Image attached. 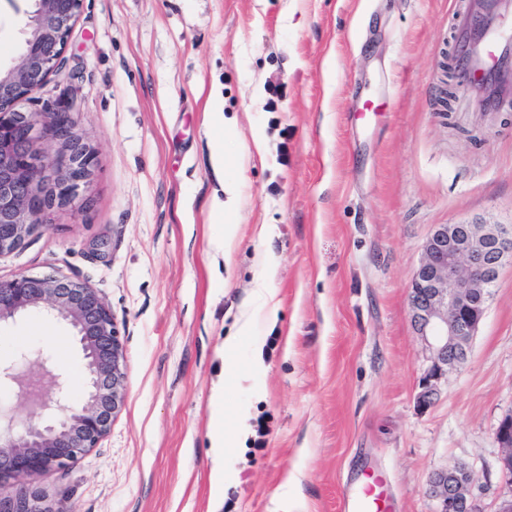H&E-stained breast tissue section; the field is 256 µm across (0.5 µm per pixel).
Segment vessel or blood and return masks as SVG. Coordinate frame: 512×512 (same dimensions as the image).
I'll list each match as a JSON object with an SVG mask.
<instances>
[{
  "label": "vessel or blood",
  "instance_id": "b4317fda",
  "mask_svg": "<svg viewBox=\"0 0 512 512\" xmlns=\"http://www.w3.org/2000/svg\"><path fill=\"white\" fill-rule=\"evenodd\" d=\"M479 16L489 21L485 34L489 50L482 56H460L458 67L462 75L472 80L484 108L494 111L500 105V83L512 79V0H474L471 7L459 11L454 31L457 47H464L473 39ZM379 485V479L372 478L349 492L346 512H384L386 500Z\"/></svg>",
  "mask_w": 512,
  "mask_h": 512
}]
</instances>
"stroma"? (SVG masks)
<instances>
[{
    "mask_svg": "<svg viewBox=\"0 0 512 512\" xmlns=\"http://www.w3.org/2000/svg\"><path fill=\"white\" fill-rule=\"evenodd\" d=\"M26 0H0V60L21 46ZM461 0H84L60 73L19 108L73 102L94 149L76 206L0 256V279L63 276L110 307L125 403L91 453L37 485L54 512H343L361 469L385 473L393 512H432L429 476L464 464L482 512L512 493L495 441L512 411V263L461 370L434 405L416 398L425 345L408 289L437 224L512 225V127L447 80ZM224 123L203 119L211 93ZM371 99L378 112L358 118ZM262 135L265 153L252 151ZM224 143V168L211 153ZM238 186L233 250L216 254L209 207ZM269 238H261V226ZM275 309L256 294L259 277ZM252 345L224 339L244 312ZM60 338L73 401L80 348ZM231 402L264 419L234 454L214 510L209 396L226 365Z\"/></svg>",
    "mask_w": 512,
    "mask_h": 512,
    "instance_id": "1",
    "label": "stroma"
}]
</instances>
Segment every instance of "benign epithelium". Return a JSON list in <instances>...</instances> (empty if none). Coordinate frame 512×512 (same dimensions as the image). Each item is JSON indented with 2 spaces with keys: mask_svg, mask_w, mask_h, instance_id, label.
<instances>
[{
  "mask_svg": "<svg viewBox=\"0 0 512 512\" xmlns=\"http://www.w3.org/2000/svg\"><path fill=\"white\" fill-rule=\"evenodd\" d=\"M29 2L21 51L11 65L0 66V256L43 228L47 212L75 203L91 176L93 150L69 105L48 103L40 112L16 108L61 68L84 0ZM507 261L512 262L511 224H438L427 237L408 294L411 322L426 345L417 394L421 408L432 406L442 380L467 362ZM42 311L73 329L84 359L86 398L70 402L61 373L47 390L34 375L18 381L17 364L0 365V386L18 383L17 397L30 409L22 420L0 414V485L18 486L14 495L0 496V512H55L31 487L96 448L125 402L123 345L98 292L50 275L0 280V323ZM495 439L502 448L501 470L512 484L511 413L498 423ZM472 484L468 468L455 465L433 472L425 493L434 512H482Z\"/></svg>",
  "mask_w": 512,
  "mask_h": 512,
  "instance_id": "1",
  "label": "benign epithelium"
}]
</instances>
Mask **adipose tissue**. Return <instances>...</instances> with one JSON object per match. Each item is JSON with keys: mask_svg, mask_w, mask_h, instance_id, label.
<instances>
[{"mask_svg": "<svg viewBox=\"0 0 512 512\" xmlns=\"http://www.w3.org/2000/svg\"><path fill=\"white\" fill-rule=\"evenodd\" d=\"M225 200L213 201L210 209L212 224L216 231L213 239L220 251L232 249L238 227L224 221L225 214L234 213L238 207L237 188L233 181L223 183ZM250 411L242 405H230L229 386L226 382L214 385L210 395L209 441L213 450V466L210 482L215 507L224 504V487L233 475V450L240 444L249 430Z\"/></svg>", "mask_w": 512, "mask_h": 512, "instance_id": "1", "label": "adipose tissue"}]
</instances>
